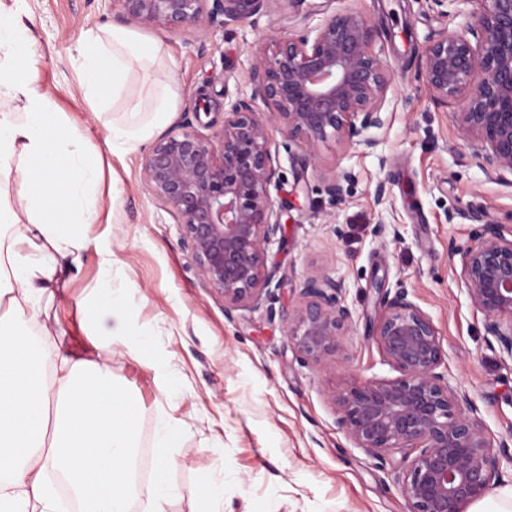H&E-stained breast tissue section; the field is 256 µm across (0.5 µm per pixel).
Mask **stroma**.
<instances>
[{
  "instance_id": "1",
  "label": "stroma",
  "mask_w": 512,
  "mask_h": 512,
  "mask_svg": "<svg viewBox=\"0 0 512 512\" xmlns=\"http://www.w3.org/2000/svg\"><path fill=\"white\" fill-rule=\"evenodd\" d=\"M358 9L383 31L372 52L392 76L383 102L391 122L368 130L377 145L366 154L332 136L319 143L312 162L301 148L280 151L272 196L283 209L285 239L267 252L276 271L271 308L225 315L223 298L197 276L176 217L142 185L141 145L103 152L89 245L30 326L35 335L50 329L63 351L92 357L112 318L91 327L83 301L102 286L104 267L115 279H129L127 333L146 345L139 357L116 346L110 370L142 403L145 471L155 464L159 414L179 424L168 465L179 492L166 512H199L193 491L214 481L224 484L223 512H406L393 465H380L337 429L332 400L352 384L396 375L368 337L379 311L377 280L391 292L407 286L440 332L451 385L472 401L496 439L512 446V361L473 310L460 257L448 254L449 243L467 246L478 233L476 213L512 222V175L487 180L450 109L433 102L420 78L428 38L439 31L467 35L476 19L437 16L420 0H302L295 25L314 28L333 13ZM16 10L39 55L23 77L64 114L66 134L102 145L105 127L84 100L72 55L83 29L121 25L118 10L110 0H0V13ZM285 24L275 9L252 23H215L202 32L142 28L162 43L178 76V106L167 129L186 123L220 129L230 105L252 93L257 42ZM342 171L354 178L352 192L332 208L321 178ZM380 183L386 195L379 201ZM381 221L397 225L398 235H376ZM339 224L346 230L341 238L334 232ZM322 271L342 281L356 322L336 352L304 363L285 328L301 304L297 287Z\"/></svg>"
}]
</instances>
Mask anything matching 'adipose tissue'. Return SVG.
I'll use <instances>...</instances> for the list:
<instances>
[{"instance_id": "obj_1", "label": "adipose tissue", "mask_w": 512, "mask_h": 512, "mask_svg": "<svg viewBox=\"0 0 512 512\" xmlns=\"http://www.w3.org/2000/svg\"><path fill=\"white\" fill-rule=\"evenodd\" d=\"M75 53L94 115L123 106V117L106 127L110 150L135 149L175 112V74L157 41L127 27L92 26ZM36 60L19 16L0 15V203L15 202L26 217L23 230L0 235V512H56L52 471L79 512H131L135 503L140 512H165L172 418L159 417L153 479L136 487L140 408L112 381L111 342L91 360L25 334L59 272L88 245L100 174L95 147L62 139L51 99L22 77V64ZM134 81L141 95L131 93Z\"/></svg>"}]
</instances>
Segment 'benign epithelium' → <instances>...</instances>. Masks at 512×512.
I'll list each match as a JSON object with an SVG mask.
<instances>
[{
  "label": "benign epithelium",
  "instance_id": "obj_1",
  "mask_svg": "<svg viewBox=\"0 0 512 512\" xmlns=\"http://www.w3.org/2000/svg\"><path fill=\"white\" fill-rule=\"evenodd\" d=\"M128 22L143 27L198 28L252 22L274 0H111ZM471 7L470 37L441 32L422 49L421 77L434 102L453 104L461 138L487 179L512 174V0H430L441 15ZM381 32L362 11L336 12L314 29L266 37L254 50L250 98L224 112L221 129L204 135L189 124L160 136L144 154L145 190L179 219L184 246L199 278L224 298L228 315L259 307L274 274L267 249L284 234L283 213L271 188L279 182L273 132L285 146L313 156L319 142L338 137L369 149L367 129L389 116L382 100L391 74L371 52ZM349 172L324 178L336 206L348 193ZM481 232L461 255L472 308L485 331L512 359V225L479 214ZM380 311L370 338L399 376L370 378L334 396L336 427L381 462L404 463L398 483L407 512H467L502 480L512 453L494 437L466 395L440 371L445 352L433 320L407 288H377ZM303 304L288 321L287 337L304 362L336 350L355 324L343 284L327 273L306 278Z\"/></svg>",
  "mask_w": 512,
  "mask_h": 512
}]
</instances>
